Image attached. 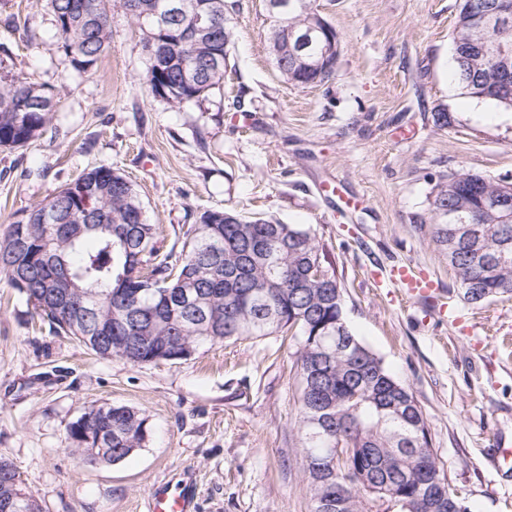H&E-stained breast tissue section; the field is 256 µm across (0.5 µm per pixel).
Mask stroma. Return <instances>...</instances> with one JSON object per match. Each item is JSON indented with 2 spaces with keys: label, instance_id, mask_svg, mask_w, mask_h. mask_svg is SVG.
I'll use <instances>...</instances> for the list:
<instances>
[{
  "label": "stroma",
  "instance_id": "stroma-1",
  "mask_svg": "<svg viewBox=\"0 0 512 512\" xmlns=\"http://www.w3.org/2000/svg\"><path fill=\"white\" fill-rule=\"evenodd\" d=\"M224 84L175 108L149 94L144 35L123 11L95 75L77 73L44 0H0V75L54 89L53 126L0 149V238L14 213L112 165L134 185L164 249L208 210L309 228L343 288L345 319L421 406L430 447L472 512H512V297L466 303L427 222L441 177L512 180V109L454 75L459 0H317L340 55L330 79L288 82L263 0H225ZM446 113V125L435 121ZM335 181L339 193L322 192ZM429 275L445 313L391 284ZM297 337L205 345L131 365L54 334L0 275V457L43 512H145L159 483L188 481L196 512H311L298 418ZM91 404L148 420L142 448L87 464L66 428Z\"/></svg>",
  "mask_w": 512,
  "mask_h": 512
}]
</instances>
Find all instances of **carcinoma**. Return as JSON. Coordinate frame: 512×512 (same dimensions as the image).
Here are the masks:
<instances>
[{"label": "carcinoma", "instance_id": "cac0c4a2", "mask_svg": "<svg viewBox=\"0 0 512 512\" xmlns=\"http://www.w3.org/2000/svg\"><path fill=\"white\" fill-rule=\"evenodd\" d=\"M61 36L59 50L79 73L95 71L112 40V10L127 0H44ZM133 16L153 43L155 63L145 83L151 94L164 89L168 104L198 103L224 84L226 47L231 39L224 0H199L214 14L216 27L198 43L178 52L166 45L179 36L183 20ZM472 0H461L453 37L455 75L470 96L512 109V96L496 89L492 55L512 57V26L483 34L468 22ZM288 17L300 28L318 12L316 0ZM276 65L297 79L304 68L297 52L282 41ZM55 95L22 77L0 79V148L14 149L40 137L55 119ZM512 181L463 173L434 187L430 224L436 244L448 254L462 297L488 301L512 296V218L487 205ZM466 201L469 223H448V209ZM25 215L0 240V273L31 304L36 315L58 331L82 340L98 325L112 326L111 357L132 365L157 358L180 360L191 350L240 337L286 331L299 339L296 361L302 376L300 416L302 471L312 512H469L436 459L423 462L429 447L427 420L410 388L348 326L343 289L324 270L322 246L299 224L247 219L232 211L203 213L179 252L163 253L155 225L131 183L101 164L62 186L45 201L17 211ZM69 274L72 306L67 313L48 300L46 277ZM84 428H66L68 449L96 460L122 461L141 448L147 419L114 406L102 415L84 409ZM368 457L359 470L332 451L334 441ZM344 494L331 497L325 479ZM23 490L12 463L0 459V512H40Z\"/></svg>", "mask_w": 512, "mask_h": 512}]
</instances>
